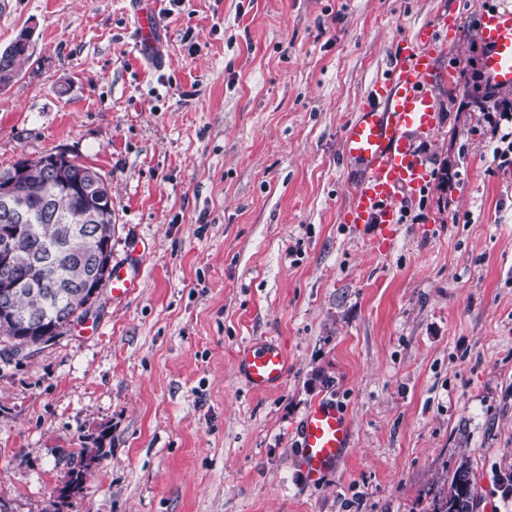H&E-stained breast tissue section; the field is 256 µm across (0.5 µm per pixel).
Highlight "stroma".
Masks as SVG:
<instances>
[{"label": "stroma", "instance_id": "1", "mask_svg": "<svg viewBox=\"0 0 512 512\" xmlns=\"http://www.w3.org/2000/svg\"><path fill=\"white\" fill-rule=\"evenodd\" d=\"M478 2L155 0L157 62L131 0H0V49L33 43L0 88V171L95 168L112 259L139 272L33 355L0 334V512H427L464 457L476 512H512V124L479 79ZM448 17L456 76L414 138L431 179L378 243L343 221L363 174L343 128ZM261 342L288 365L256 393L237 359ZM326 398L351 450L312 483L298 431Z\"/></svg>", "mask_w": 512, "mask_h": 512}]
</instances>
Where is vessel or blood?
I'll return each instance as SVG.
<instances>
[{"label":"vessel or blood","mask_w":512,"mask_h":512,"mask_svg":"<svg viewBox=\"0 0 512 512\" xmlns=\"http://www.w3.org/2000/svg\"><path fill=\"white\" fill-rule=\"evenodd\" d=\"M137 43L140 50L159 41L151 0H138ZM474 36L484 48L483 72L491 87H512V12L479 9ZM437 28L424 27L400 47L389 78L376 84L372 98L342 135L345 156L362 162L365 178L352 196L344 220L374 225L376 236L390 239L401 222L399 204L416 196L430 175L418 155L413 137L433 129L438 119L433 84L441 77L436 46ZM137 272L113 267L112 293L123 296L137 285ZM239 363L250 387L266 391L283 379L287 369L284 351L275 344H261L243 351ZM351 426L335 402L323 401L309 408L298 432L301 465L310 480L330 475L350 446Z\"/></svg>","instance_id":"vessel-or-blood-1"}]
</instances>
